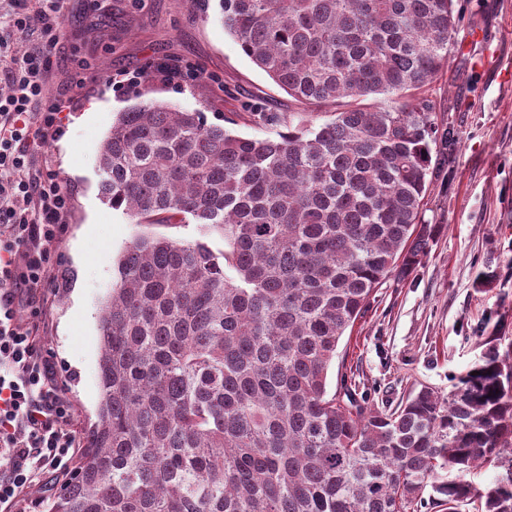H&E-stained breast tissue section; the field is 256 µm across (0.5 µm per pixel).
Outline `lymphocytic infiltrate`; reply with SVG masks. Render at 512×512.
Returning a JSON list of instances; mask_svg holds the SVG:
<instances>
[{"instance_id":"obj_1","label":"lymphocytic infiltrate","mask_w":512,"mask_h":512,"mask_svg":"<svg viewBox=\"0 0 512 512\" xmlns=\"http://www.w3.org/2000/svg\"><path fill=\"white\" fill-rule=\"evenodd\" d=\"M67 2L34 0L0 16L15 37L37 40L22 54L0 50L9 87L0 96V512H12L44 469L66 472L82 445L42 352L39 316L28 310L35 290L65 276L52 256L70 197L36 160L61 134L68 108L47 93Z\"/></svg>"}]
</instances>
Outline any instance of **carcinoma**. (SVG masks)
I'll return each mask as SVG.
<instances>
[{
  "label": "carcinoma",
  "mask_w": 512,
  "mask_h": 512,
  "mask_svg": "<svg viewBox=\"0 0 512 512\" xmlns=\"http://www.w3.org/2000/svg\"><path fill=\"white\" fill-rule=\"evenodd\" d=\"M222 4L303 109L251 113L265 138L155 99L112 119L103 201L199 237L138 236L118 258L96 420L51 512H413L428 487L448 512H512V341L391 412L328 392L345 332L438 235L421 206L433 145L456 139L414 92L448 61L454 0ZM487 463L504 473L483 489L439 479Z\"/></svg>",
  "instance_id": "1"
}]
</instances>
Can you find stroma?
Wrapping results in <instances>:
<instances>
[{
  "label": "stroma",
  "instance_id": "35a3bbf8",
  "mask_svg": "<svg viewBox=\"0 0 512 512\" xmlns=\"http://www.w3.org/2000/svg\"><path fill=\"white\" fill-rule=\"evenodd\" d=\"M454 4L457 42L419 92L459 136L421 210L422 222L440 225V233L408 279L388 281L373 294L328 375L329 391L352 387L378 410L395 409L425 386L450 392L479 362L493 325L512 339V0ZM185 63L199 69L195 83L180 85L160 72ZM116 73L140 81L117 88L107 81ZM137 91L182 111L224 115L233 133L247 137L273 133L250 122L251 104L295 109L225 32L219 0H70L48 85L49 96L69 99L70 109L47 149L48 166L71 197L56 246L67 278L38 290L33 305L45 321L43 351L79 427L95 420L100 403L98 319L118 256L145 232L198 236L191 223H131L99 194L98 147ZM487 268L497 279L484 288L476 276Z\"/></svg>",
  "mask_w": 512,
  "mask_h": 512
}]
</instances>
